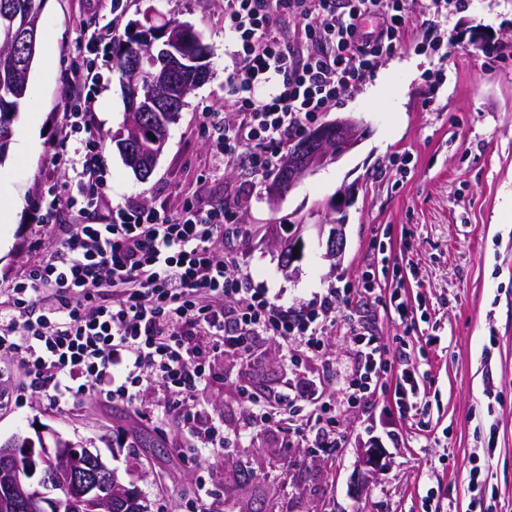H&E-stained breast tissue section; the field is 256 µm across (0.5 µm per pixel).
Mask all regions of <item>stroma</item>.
I'll list each match as a JSON object with an SVG mask.
<instances>
[{
	"label": "stroma",
	"mask_w": 512,
	"mask_h": 512,
	"mask_svg": "<svg viewBox=\"0 0 512 512\" xmlns=\"http://www.w3.org/2000/svg\"><path fill=\"white\" fill-rule=\"evenodd\" d=\"M410 10L402 50L322 116L362 118L364 139L274 205L267 180L219 165L214 137L201 131L203 113L232 117L224 0H46L44 45L0 160V209L11 214L0 222V293L58 245L39 227L35 200L50 185L77 181L52 164L69 56L83 30L111 21L122 35L150 11L192 26L208 47L209 74L186 97L145 182L111 138L126 114L117 74L105 79L93 113L113 204L173 209L195 193L214 204L235 196L236 226L219 251L236 256L256 287L293 309L312 307L330 288L349 294L325 324L318 354L300 340L267 337L245 353L215 354L220 379L195 400L201 421L224 431L223 452L208 460L214 496L197 493L188 462L194 439L170 421H147L164 403L155 386L133 406L91 395L57 408L26 389L10 359L0 360V441L54 431L83 442L133 483L151 512H183L188 501L196 512H469L475 466L488 475L493 512H512V0H469L438 24L424 0ZM431 27L442 39L436 54L422 41ZM395 157L409 162L404 177L391 169ZM301 220V255L282 267L266 227ZM336 222L346 234L338 259L317 231ZM370 268L380 290L358 294ZM395 289L409 302V324L388 303ZM357 329L390 353L409 349L425 393L420 407L398 411L392 371L367 402H347ZM280 392L295 418L286 433L255 421L248 404ZM323 404L334 409L332 449L307 423Z\"/></svg>",
	"instance_id": "1"
}]
</instances>
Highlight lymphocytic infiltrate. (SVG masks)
Returning <instances> with one entry per match:
<instances>
[{
    "label": "lymphocytic infiltrate",
    "instance_id": "obj_1",
    "mask_svg": "<svg viewBox=\"0 0 512 512\" xmlns=\"http://www.w3.org/2000/svg\"><path fill=\"white\" fill-rule=\"evenodd\" d=\"M410 2L224 0L234 119L216 144L218 159L257 179L268 175L285 146L403 48ZM115 37L113 25L94 29L86 57L66 70L53 164L78 171L79 188L66 196L50 186L36 206L59 246L0 302V354L17 362L26 388L57 407L90 393L131 406L143 386L160 387L163 415L197 439L193 461L202 468L224 449L220 429L200 427L193 408L199 386L213 379L211 352L247 351L255 336L298 337L317 352L347 292L333 289L316 307L294 310L251 287L237 262L217 253L235 221L234 198L219 206L187 198L174 209L112 205L88 102L101 81L93 57ZM353 342L358 364L346 395L361 401L393 367L373 337L359 333Z\"/></svg>",
    "mask_w": 512,
    "mask_h": 512
}]
</instances>
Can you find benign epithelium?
Instances as JSON below:
<instances>
[{"label": "benign epithelium", "mask_w": 512, "mask_h": 512, "mask_svg": "<svg viewBox=\"0 0 512 512\" xmlns=\"http://www.w3.org/2000/svg\"><path fill=\"white\" fill-rule=\"evenodd\" d=\"M364 124L352 117L327 122L311 132L308 142L288 155V187L356 147ZM345 242V225H330L329 255L339 257ZM129 500L136 512H150L135 489L119 482L116 472L99 452L85 447L76 451L73 441L61 435L51 442L14 437L0 442V509L3 512H112V497Z\"/></svg>", "instance_id": "benign-epithelium-1"}]
</instances>
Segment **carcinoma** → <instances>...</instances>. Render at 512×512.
I'll return each instance as SVG.
<instances>
[{"label":"carcinoma","mask_w":512,"mask_h":512,"mask_svg":"<svg viewBox=\"0 0 512 512\" xmlns=\"http://www.w3.org/2000/svg\"><path fill=\"white\" fill-rule=\"evenodd\" d=\"M45 0H0V160L9 150L13 126L22 103L27 97L30 74L38 49L19 55L12 45L25 32L40 30ZM157 30H169L165 36L147 43L140 33L128 29L126 39L119 44L113 71L118 74L126 112L138 113L144 119L139 128L125 129L134 136L135 150L145 168L153 164L156 140L162 138L173 123L172 115L157 106L154 78L164 71L173 58L181 64L179 83L191 92L207 75L205 59L208 47L191 30L177 21L154 25Z\"/></svg>","instance_id":"1"}]
</instances>
